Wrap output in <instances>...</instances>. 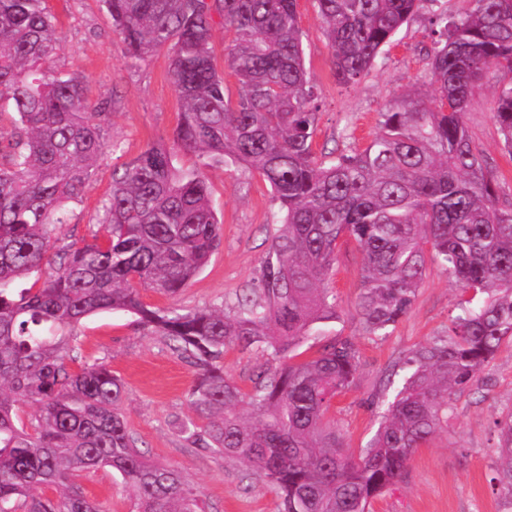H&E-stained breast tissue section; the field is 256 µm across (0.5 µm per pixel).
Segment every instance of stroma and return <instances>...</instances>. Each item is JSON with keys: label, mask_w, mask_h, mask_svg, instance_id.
<instances>
[{"label": "stroma", "mask_w": 512, "mask_h": 512, "mask_svg": "<svg viewBox=\"0 0 512 512\" xmlns=\"http://www.w3.org/2000/svg\"><path fill=\"white\" fill-rule=\"evenodd\" d=\"M49 3L62 38L60 65L79 73L90 104L110 114L108 147L61 230L64 242L81 244L92 239L99 209L112 187L113 169L150 145L171 143L180 101L168 74L166 51H158L138 67H128L112 20L97 0ZM468 6V0H428L374 70L359 83L344 86L336 80L318 17L308 0H299L305 66L321 99L315 150L346 152L364 147L378 131L384 105L415 88L431 94L423 81L425 49L431 43L429 13L437 9L456 14ZM492 98L491 86L476 90L467 124L474 147L512 194V156L501 147ZM205 173L223 223L221 245L176 301L187 308L221 305L229 310L259 274L277 206L257 173L220 165L206 168ZM361 259L354 241L341 245L332 279L339 318L321 332L325 339L338 334L352 337L360 351L355 384L336 398L330 412L346 453L353 457L379 427L390 375L399 371L411 350L446 334L460 297L459 286L447 273L429 267L410 312L388 334L364 335L355 310ZM77 345L82 361L105 363L123 380V409L141 452L180 466L199 487L208 512H278L277 492L248 474L238 461L200 452L183 442L176 422L191 413L188 394L195 368L162 337L138 326L132 315L113 311L84 319L77 330ZM511 415L512 344H507L480 372L472 391L456 401L447 427L417 449L370 512H512V503L491 482L497 423ZM82 484L104 512H131L126 491L111 473L97 471L83 478Z\"/></svg>", "instance_id": "stroma-1"}]
</instances>
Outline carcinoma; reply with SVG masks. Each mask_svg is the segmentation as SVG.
Here are the masks:
<instances>
[{
	"mask_svg": "<svg viewBox=\"0 0 512 512\" xmlns=\"http://www.w3.org/2000/svg\"><path fill=\"white\" fill-rule=\"evenodd\" d=\"M98 2L129 66L168 49L181 112L174 146L153 144L113 169L93 242L56 247L107 147L109 113L58 67L48 0H0V104L13 109L0 124V512H104L80 484L101 469L121 477L133 512H205L180 468L138 449L112 370L69 365L77 327L108 311L131 314L195 366V417L177 422L190 446L244 463L277 490L281 512H369L512 343V204L500 203L466 123L474 90L492 84L493 119L512 152V0H470L452 18L432 12V94L398 97L364 148L340 154L313 147L319 95L298 0ZM424 2L311 0L337 82L366 77ZM217 17L233 31L224 68L239 85L234 103L215 63ZM180 148L197 161L180 164ZM213 164L260 174L279 205L259 277L230 313L152 307L139 289L175 299L219 244L204 173ZM344 238L362 254L357 313L369 336L410 311L430 264L463 294L448 333L404 359L408 373L356 460L329 420L358 375L355 343L337 336L297 359L316 325L339 318L330 282ZM43 270L40 287H17ZM235 348L269 362L248 392L224 374ZM23 406L34 407L26 423ZM497 426L494 482L512 502V415Z\"/></svg>",
	"mask_w": 512,
	"mask_h": 512,
	"instance_id": "carcinoma-1",
	"label": "carcinoma"
}]
</instances>
